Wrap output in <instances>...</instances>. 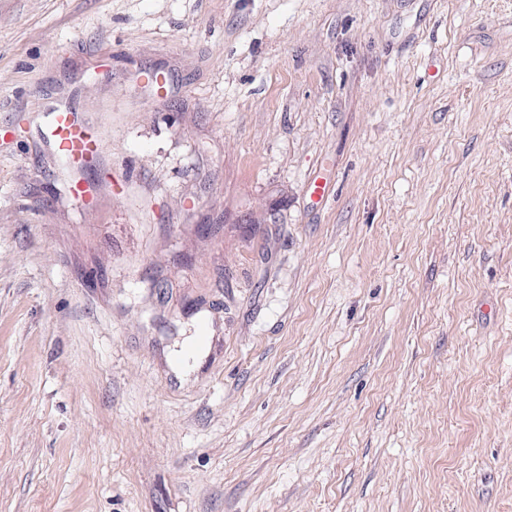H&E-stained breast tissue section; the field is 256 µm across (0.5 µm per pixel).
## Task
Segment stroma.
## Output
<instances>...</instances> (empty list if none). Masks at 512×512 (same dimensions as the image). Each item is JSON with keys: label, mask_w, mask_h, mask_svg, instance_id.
I'll return each mask as SVG.
<instances>
[{"label": "stroma", "mask_w": 512, "mask_h": 512, "mask_svg": "<svg viewBox=\"0 0 512 512\" xmlns=\"http://www.w3.org/2000/svg\"><path fill=\"white\" fill-rule=\"evenodd\" d=\"M0 512H512V0H0ZM52 135L58 152L70 161L86 160L99 151L96 135L76 112H56ZM205 351V345L201 346L197 336H187L180 348L173 350L174 364L183 370L190 369Z\"/></svg>", "instance_id": "obj_1"}]
</instances>
